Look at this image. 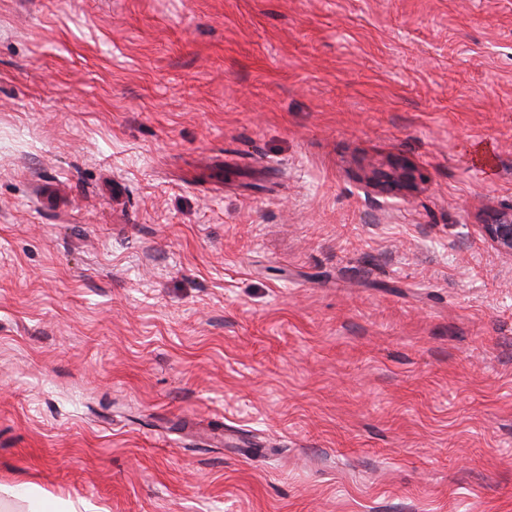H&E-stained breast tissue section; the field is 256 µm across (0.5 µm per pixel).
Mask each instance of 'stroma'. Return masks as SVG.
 Here are the masks:
<instances>
[{"instance_id": "1", "label": "stroma", "mask_w": 512, "mask_h": 512, "mask_svg": "<svg viewBox=\"0 0 512 512\" xmlns=\"http://www.w3.org/2000/svg\"><path fill=\"white\" fill-rule=\"evenodd\" d=\"M510 205L512 0H0V485L512 512ZM389 181L374 183L382 193L392 194L399 189L402 185L412 184L417 178L413 170L405 168H395L389 175ZM402 184V185H399ZM481 230L498 251L512 255V210L498 214L490 224H481Z\"/></svg>"}]
</instances>
